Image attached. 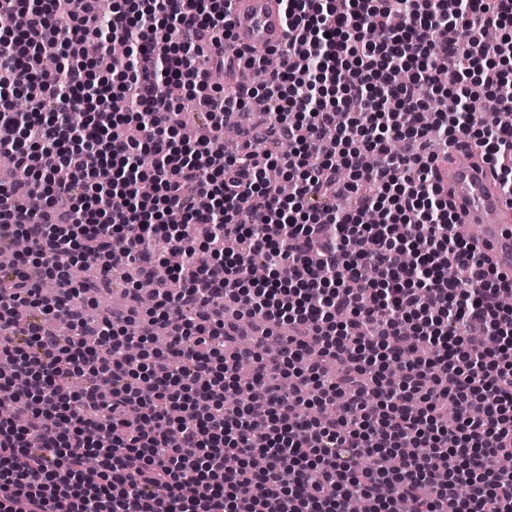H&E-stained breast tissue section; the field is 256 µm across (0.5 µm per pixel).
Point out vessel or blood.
Here are the masks:
<instances>
[{"label":"vessel or blood","mask_w":512,"mask_h":512,"mask_svg":"<svg viewBox=\"0 0 512 512\" xmlns=\"http://www.w3.org/2000/svg\"><path fill=\"white\" fill-rule=\"evenodd\" d=\"M233 40L245 50L281 45L286 30L276 0H233ZM439 182L448 190L461 223L481 228L482 246L504 273L512 272V207L491 176L476 161L440 166Z\"/></svg>","instance_id":"1"}]
</instances>
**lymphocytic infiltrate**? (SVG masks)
<instances>
[{
	"mask_svg": "<svg viewBox=\"0 0 512 512\" xmlns=\"http://www.w3.org/2000/svg\"><path fill=\"white\" fill-rule=\"evenodd\" d=\"M6 2L0 150L33 178L0 183V251L29 243L0 267V401L21 414L0 418V512H347L356 497L370 512H512V275L456 233L431 149L473 140L512 196V124L422 121L451 92L512 109L498 66L512 0H277L279 66L232 98L198 61L223 67L232 0H115L104 24L97 0ZM487 27L502 32L492 57ZM55 66L63 90L30 85L16 116L15 71ZM251 99L292 153L248 132L225 148ZM187 101L209 116L192 141L174 120ZM271 168L291 194L267 192ZM116 236L139 264L162 243L186 261L153 307L134 288L125 319L90 321L93 285L72 269L110 273ZM215 306L225 316H189ZM181 405L191 424L172 418Z\"/></svg>",
	"mask_w": 512,
	"mask_h": 512,
	"instance_id": "lymphocytic-infiltrate-1",
	"label": "lymphocytic infiltrate"
}]
</instances>
